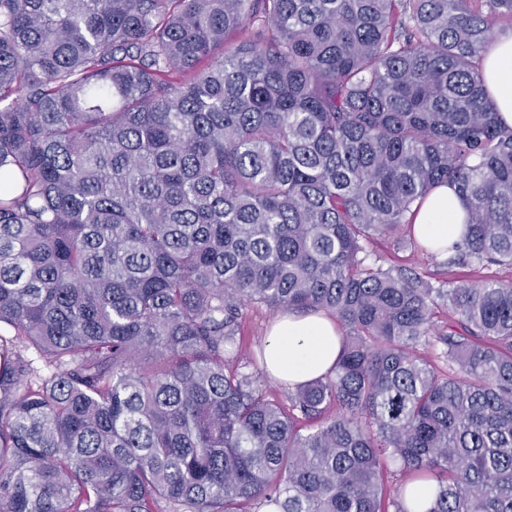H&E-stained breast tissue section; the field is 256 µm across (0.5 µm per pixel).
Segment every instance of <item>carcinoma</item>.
Wrapping results in <instances>:
<instances>
[{
	"instance_id": "obj_1",
	"label": "carcinoma",
	"mask_w": 512,
	"mask_h": 512,
	"mask_svg": "<svg viewBox=\"0 0 512 512\" xmlns=\"http://www.w3.org/2000/svg\"><path fill=\"white\" fill-rule=\"evenodd\" d=\"M505 21L512 0H0V512H410L428 485L426 512H512V284L364 248L415 239L446 184L463 231L420 248L512 263L481 66ZM250 304L340 330L286 405L236 365ZM367 263L382 269H407L417 272L436 288H448L462 282H512V265L487 264L448 268L445 257L432 256L417 247L398 248L396 236L374 235L365 243Z\"/></svg>"
}]
</instances>
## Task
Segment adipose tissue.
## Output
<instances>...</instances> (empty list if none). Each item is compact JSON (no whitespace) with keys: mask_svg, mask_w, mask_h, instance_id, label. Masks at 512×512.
Returning a JSON list of instances; mask_svg holds the SVG:
<instances>
[{"mask_svg":"<svg viewBox=\"0 0 512 512\" xmlns=\"http://www.w3.org/2000/svg\"><path fill=\"white\" fill-rule=\"evenodd\" d=\"M487 84L502 125L512 127V33L498 38L483 59ZM467 209L449 186L436 188L423 203L414 225L424 242H448L460 233ZM335 322L321 314L284 313L272 323L265 341L264 365L288 386L324 375L339 356Z\"/></svg>","mask_w":512,"mask_h":512,"instance_id":"adipose-tissue-1","label":"adipose tissue"}]
</instances>
